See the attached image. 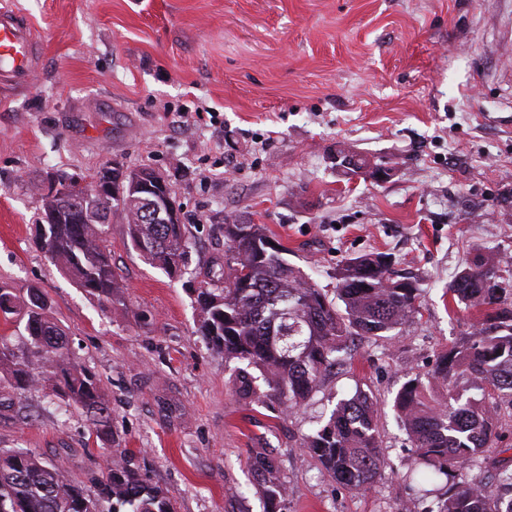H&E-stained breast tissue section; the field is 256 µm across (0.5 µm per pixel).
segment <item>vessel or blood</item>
Instances as JSON below:
<instances>
[{"instance_id": "vessel-or-blood-1", "label": "vessel or blood", "mask_w": 512, "mask_h": 512, "mask_svg": "<svg viewBox=\"0 0 512 512\" xmlns=\"http://www.w3.org/2000/svg\"><path fill=\"white\" fill-rule=\"evenodd\" d=\"M40 61V44L31 22L12 8L1 7L0 85L30 88Z\"/></svg>"}]
</instances>
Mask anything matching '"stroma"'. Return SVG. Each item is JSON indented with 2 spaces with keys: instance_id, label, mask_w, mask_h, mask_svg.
<instances>
[{
  "instance_id": "35a3bbf8",
  "label": "stroma",
  "mask_w": 512,
  "mask_h": 512,
  "mask_svg": "<svg viewBox=\"0 0 512 512\" xmlns=\"http://www.w3.org/2000/svg\"><path fill=\"white\" fill-rule=\"evenodd\" d=\"M43 46L32 91L0 90V286L40 288L74 359L101 381L110 443L84 414L35 389L0 417V448H29L89 485L123 450L177 512H435L413 490L393 398L466 340L475 310L448 286L492 252L512 286V0H5ZM349 150L382 181L336 166ZM151 168L181 205L182 274L146 263L112 221L124 300L64 277L34 241L37 187L89 185L105 165ZM260 224L319 287L377 252L415 277L418 312L395 336L355 338L308 405H257L198 331L197 291L216 287L224 227ZM378 410L387 462L354 494L303 451L338 399ZM489 451L456 475L495 482L512 464V404ZM271 455L288 485L264 501L249 467Z\"/></svg>"
}]
</instances>
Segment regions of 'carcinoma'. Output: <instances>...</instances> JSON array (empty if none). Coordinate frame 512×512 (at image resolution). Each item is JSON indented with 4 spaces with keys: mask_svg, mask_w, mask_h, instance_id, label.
Returning <instances> with one entry per match:
<instances>
[{
    "mask_svg": "<svg viewBox=\"0 0 512 512\" xmlns=\"http://www.w3.org/2000/svg\"><path fill=\"white\" fill-rule=\"evenodd\" d=\"M174 217L158 221L144 211L138 191L78 206L42 195L43 216L36 241L53 265L78 287L103 302L123 294L112 265L108 217L127 224L130 246L169 272L186 267L188 237L180 208L169 195ZM230 257L224 287L197 294L199 332L212 348L234 362L238 392L264 405L274 399L292 408L310 399L323 372L336 365L348 342L398 331L416 313L417 281L397 273L383 254L353 257L336 272L335 297L319 287L271 244L260 224H226ZM498 260L480 254L448 287L453 300L483 313L470 338L453 346L427 376L409 379L393 407L413 445L412 473L448 477L484 450L496 434L500 402H512V309L503 307L507 289L497 280ZM26 318L27 350L16 353L0 336V389H50L89 417V435L112 441V412L100 380L71 356L66 334L49 315L45 294L29 288L19 296L0 286V317ZM259 375H254L253 371ZM467 377L480 398L455 390ZM443 385L439 399L428 388ZM375 404L362 391L336 403L328 418L305 440L304 450L352 493L374 487L385 460L378 444ZM269 502L288 495V486L267 454L250 457ZM94 478V493L66 478L29 448H0V512H175L172 501L131 466L128 453L112 456ZM437 512H512L497 489L482 482L443 486Z\"/></svg>",
    "mask_w": 512,
    "mask_h": 512,
    "instance_id": "cac0c4a2",
    "label": "carcinoma"
}]
</instances>
